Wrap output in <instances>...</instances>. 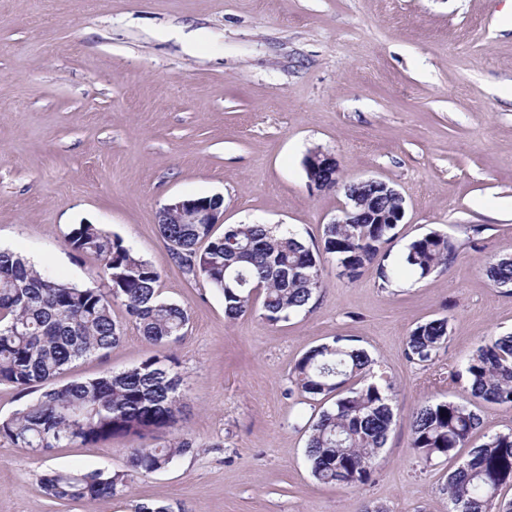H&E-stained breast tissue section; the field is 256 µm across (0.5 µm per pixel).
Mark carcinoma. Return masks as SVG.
Listing matches in <instances>:
<instances>
[{
    "mask_svg": "<svg viewBox=\"0 0 512 512\" xmlns=\"http://www.w3.org/2000/svg\"><path fill=\"white\" fill-rule=\"evenodd\" d=\"M373 215L393 213L400 200L350 187ZM161 236L183 271L224 297V315L236 320L253 311L251 285L263 284L261 318L270 324L306 312L322 288L320 255L333 257L358 277L391 243L395 224H326L320 245L270 224H234L213 237L211 224H161ZM64 241L77 253L104 261L105 282L81 288L32 265L25 255L0 250V384L38 396L0 419V438L18 448L45 453L71 445L88 446L117 436L143 444L129 451L127 466L149 476L196 447L187 437L147 444L174 426L181 412V376L169 347L189 325L187 310L159 298V271L123 241L97 224H74ZM457 258L445 234L413 240L379 269L383 284L441 274ZM486 275L499 288H512V257L487 262ZM125 307L130 322L156 354L116 374L57 385L54 380L75 361L117 347L123 329L112 305ZM448 339V320L417 324L407 338V356L431 365ZM465 372L471 394L487 403L512 404V333L474 350ZM292 386L301 397H333L308 420L305 450L320 483L348 487L367 482L394 423V385L375 380L373 360L337 338L309 349L295 363ZM480 415L454 401H426L410 417V447L426 463L468 447L481 427ZM46 494L61 502H93L123 496V471L50 470L40 477ZM512 485V433L499 434L470 450V458L448 475L450 512H491L498 492Z\"/></svg>",
    "mask_w": 512,
    "mask_h": 512,
    "instance_id": "obj_1",
    "label": "carcinoma"
}]
</instances>
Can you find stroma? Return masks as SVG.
Masks as SVG:
<instances>
[{"label": "stroma", "instance_id": "stroma-1", "mask_svg": "<svg viewBox=\"0 0 512 512\" xmlns=\"http://www.w3.org/2000/svg\"><path fill=\"white\" fill-rule=\"evenodd\" d=\"M342 182L375 177L406 201L389 246L431 231L458 256L442 275L382 287L378 263L356 279L324 259L311 311L269 324L224 317V298L171 258L156 214L174 197L220 196L224 222L282 224L318 243L343 190L311 187L309 151ZM100 225L161 273L162 300L187 308L171 347L182 411L163 443L194 450L164 472L128 477V494L84 505L49 498L50 469L126 468L137 442L37 456L0 438V512H448L457 459L409 446L408 415L461 401L475 348L512 332V290L483 267L512 254V0H0V248L80 287L103 261L66 246L74 224ZM121 344L57 382L129 369L152 355L121 305ZM448 321L434 364L410 360L418 324ZM343 338L395 384L399 415L371 478L319 483L306 422L324 407L290 390L310 348Z\"/></svg>", "mask_w": 512, "mask_h": 512}]
</instances>
